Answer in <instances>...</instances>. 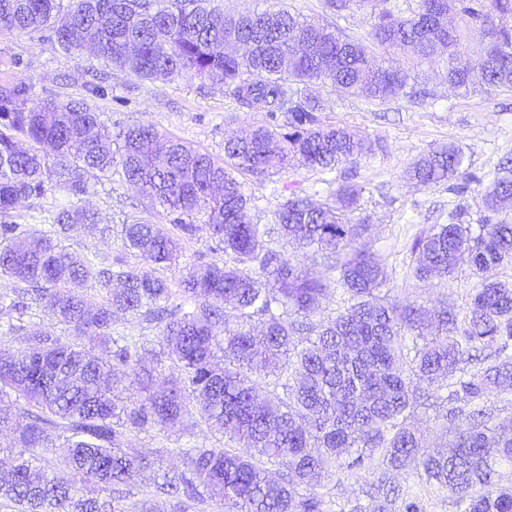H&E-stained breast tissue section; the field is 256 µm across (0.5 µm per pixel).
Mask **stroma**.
<instances>
[{
	"label": "stroma",
	"mask_w": 512,
	"mask_h": 512,
	"mask_svg": "<svg viewBox=\"0 0 512 512\" xmlns=\"http://www.w3.org/2000/svg\"><path fill=\"white\" fill-rule=\"evenodd\" d=\"M255 1L263 7H284L318 18L353 38L364 37L370 26L366 11L358 9L339 18L325 8L324 0ZM390 61L417 75L419 85L430 93L423 104L401 100L379 106L319 84L308 85L307 92L320 105L317 115L322 124L345 127L362 137L380 136L387 143L386 153L341 166L335 177L341 180L354 175L364 188L355 216L368 221L372 248L391 275V299L416 303L429 312L445 300L463 311L480 284L479 278L463 265L454 279L445 282L416 280L411 274L413 242L433 225L448 223L450 211L458 205L467 206L466 221L470 224L486 219L512 223V205L492 210L481 198L471 194L459 197L446 185H417L407 172L432 147L452 143L463 152L464 169L479 177L482 187H489L504 175V162L512 160V92H488L479 84L466 91L451 87L441 63H423L411 54L394 55ZM20 79L30 85L33 101L84 98L109 126L149 122L219 161L224 158L225 139L265 121L264 112L241 107L225 95L223 86L209 81L186 77L141 80L88 53L65 54L56 45L52 30L46 28L0 34V84ZM246 189L254 199V223L269 224L284 197L296 193L326 202L333 187L327 184L325 174L297 164L260 183L247 180ZM140 202L135 188L116 180L91 186L84 198L85 206L97 212L101 223L115 227ZM70 243L104 266L122 254L118 236L104 238L84 227L71 229ZM223 444L217 429L189 423L165 432L131 435L130 447L148 456L154 465L130 485V500L142 499L154 478L163 472L181 468L177 448H219ZM383 473L394 484L410 488L422 512H455L447 490L421 483L412 475L383 472L375 458L359 469L336 467L317 492L340 508L353 504L365 507L369 504L365 494L369 483Z\"/></svg>",
	"instance_id": "obj_1"
}]
</instances>
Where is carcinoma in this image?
Returning a JSON list of instances; mask_svg holds the SVG:
<instances>
[{"instance_id":"cac0c4a2","label":"carcinoma","mask_w":512,"mask_h":512,"mask_svg":"<svg viewBox=\"0 0 512 512\" xmlns=\"http://www.w3.org/2000/svg\"><path fill=\"white\" fill-rule=\"evenodd\" d=\"M396 0H325L342 14L369 7L373 23L351 39L286 9L246 8L230 15L200 0H0V32L52 28L58 47L92 52L141 80L207 78L269 120L249 138L224 143L215 161L150 124L110 129L85 100L29 105L23 80L0 86V312L23 315L31 303L68 336L24 333V346L0 345V430L16 433L10 464L0 467V500L17 512H192L210 498L224 512H327L314 492L342 460L375 456L448 490L456 512H512V428L492 424L493 393L512 394V286L498 270L512 265V223L436 224L417 239L413 276L454 278L466 263L481 283L460 313L444 302L429 323L414 303L381 294L386 267L352 214L364 188L345 178L334 201L314 205L296 193L271 224L252 221L242 176L262 181L299 157L314 171L384 151V140L322 126L301 86L319 80L384 104L427 95L407 70L384 56L413 51L440 58L457 88L474 73L492 89H512V0H466L453 36L426 21L421 6ZM488 43L467 45L470 27ZM315 52L284 66L288 42ZM136 187L145 207L127 216L125 252L104 267L64 244L90 224L82 205L90 182L112 177ZM423 186L456 180L463 196L481 184L463 170L454 144L431 149L410 170ZM49 227L18 222V207L47 193ZM489 207L512 202V178L485 195ZM224 261H201L171 288L163 275L181 241L198 234ZM307 250L334 277L309 276L295 253ZM345 308L314 320L322 302ZM155 325V338L113 335L115 313ZM108 346L104 355L94 342ZM152 357L156 365L144 364ZM441 408L446 454L429 451L415 426L418 409ZM196 423L224 430V447L178 449L184 470L154 482L146 498L120 495L147 457L126 448L133 433ZM61 465L69 480L53 470ZM116 493L112 505L93 496ZM400 487L370 484L373 512H391Z\"/></svg>"}]
</instances>
